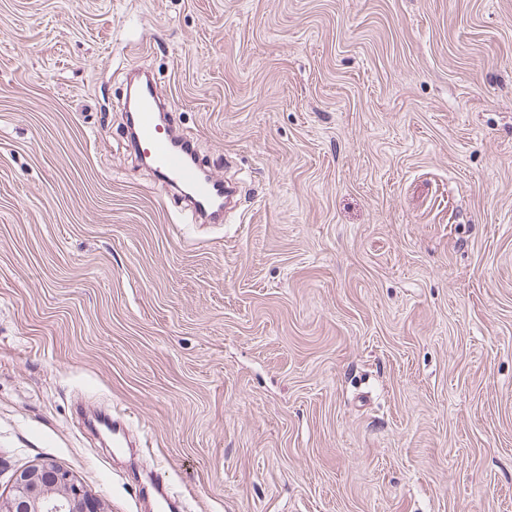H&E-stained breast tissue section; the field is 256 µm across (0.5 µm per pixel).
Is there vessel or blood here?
<instances>
[{
	"label": "vessel or blood",
	"instance_id": "obj_1",
	"mask_svg": "<svg viewBox=\"0 0 512 512\" xmlns=\"http://www.w3.org/2000/svg\"><path fill=\"white\" fill-rule=\"evenodd\" d=\"M125 110L130 119V147L148 158L154 173L176 191L191 190L194 220L212 224L224 220V182L207 176L189 140L162 118V106L152 79L138 80Z\"/></svg>",
	"mask_w": 512,
	"mask_h": 512
}]
</instances>
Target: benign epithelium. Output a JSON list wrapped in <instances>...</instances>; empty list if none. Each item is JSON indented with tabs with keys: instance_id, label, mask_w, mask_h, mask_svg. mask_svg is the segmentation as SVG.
Segmentation results:
<instances>
[{
	"instance_id": "obj_1",
	"label": "benign epithelium",
	"mask_w": 512,
	"mask_h": 512,
	"mask_svg": "<svg viewBox=\"0 0 512 512\" xmlns=\"http://www.w3.org/2000/svg\"><path fill=\"white\" fill-rule=\"evenodd\" d=\"M0 512H99V504L68 470L44 462L14 474Z\"/></svg>"
}]
</instances>
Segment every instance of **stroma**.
<instances>
[{
    "mask_svg": "<svg viewBox=\"0 0 512 512\" xmlns=\"http://www.w3.org/2000/svg\"><path fill=\"white\" fill-rule=\"evenodd\" d=\"M131 67L223 223L130 151ZM42 462L104 512H512V0H0V496Z\"/></svg>",
    "mask_w": 512,
    "mask_h": 512,
    "instance_id": "obj_1",
    "label": "stroma"
}]
</instances>
